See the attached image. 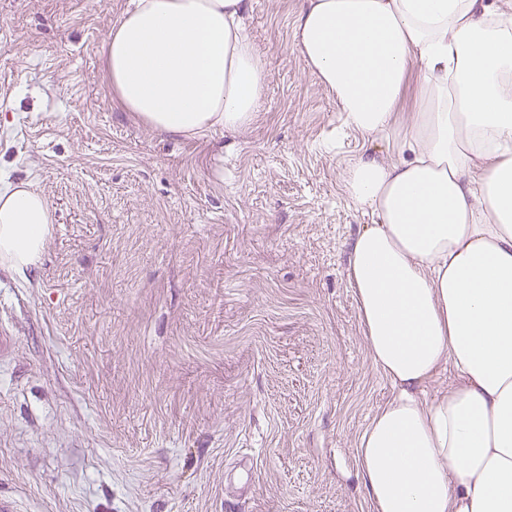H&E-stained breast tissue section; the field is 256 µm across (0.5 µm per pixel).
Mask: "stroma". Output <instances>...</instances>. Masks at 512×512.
Returning <instances> with one entry per match:
<instances>
[{
  "instance_id": "stroma-1",
  "label": "stroma",
  "mask_w": 512,
  "mask_h": 512,
  "mask_svg": "<svg viewBox=\"0 0 512 512\" xmlns=\"http://www.w3.org/2000/svg\"><path fill=\"white\" fill-rule=\"evenodd\" d=\"M129 0H0V179L55 224L0 265V495L20 512H373L360 434L392 396L347 250L371 151L290 43L300 0H248L254 124L201 139L112 103Z\"/></svg>"
}]
</instances>
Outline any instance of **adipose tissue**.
Wrapping results in <instances>:
<instances>
[{
    "instance_id": "obj_1",
    "label": "adipose tissue",
    "mask_w": 512,
    "mask_h": 512,
    "mask_svg": "<svg viewBox=\"0 0 512 512\" xmlns=\"http://www.w3.org/2000/svg\"><path fill=\"white\" fill-rule=\"evenodd\" d=\"M246 9L130 0L106 41L117 105L185 139L250 127L268 71ZM291 44L349 127L395 142L344 178L373 218L347 276L393 388L358 442L373 512H512V0H301ZM413 68L422 105L400 123ZM52 222L33 183L1 184L0 262L36 266Z\"/></svg>"
}]
</instances>
